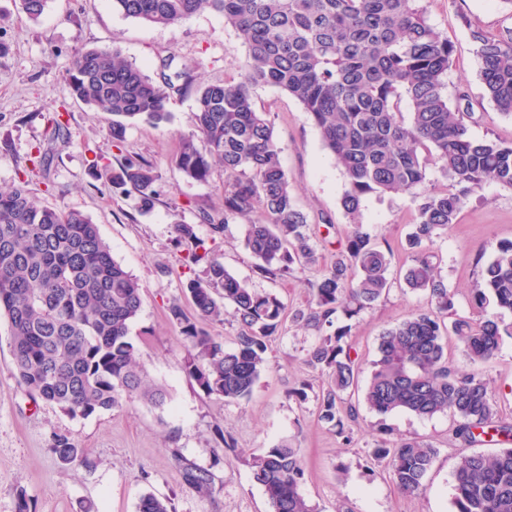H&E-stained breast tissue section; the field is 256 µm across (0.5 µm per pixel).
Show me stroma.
I'll return each instance as SVG.
<instances>
[{
  "label": "stroma",
  "mask_w": 512,
  "mask_h": 512,
  "mask_svg": "<svg viewBox=\"0 0 512 512\" xmlns=\"http://www.w3.org/2000/svg\"><path fill=\"white\" fill-rule=\"evenodd\" d=\"M415 6L454 44L448 84L463 87L469 96L470 135L512 143V119L496 112L485 95L468 29L473 22L494 34L510 30L512 12L502 0H416ZM0 42L9 47L0 56V189L26 183L38 204L81 211L98 225L113 258L142 286L141 312L129 336L147 380L169 393L160 409L137 400L86 418L69 417L20 387L9 323L1 317L0 512H15L20 489L32 512H83L89 505L95 512H137L140 498L149 493L170 500L174 512H270L251 463L285 440L302 451L301 491L315 512H453V471L466 450L452 436L455 417L380 415L364 406L350 440H343L317 414L324 380L304 362L316 340L314 331L284 320L268 343L267 371L251 396L239 402L205 395L185 370L180 333L168 318V306L178 299L185 311H192L184 287L203 275L204 267L184 263L174 222L194 225L230 272L257 291L276 295L290 312L308 305L312 282L330 267L335 243L351 228L341 205L342 171L302 106L277 88L255 89V104L270 114L282 166L312 232L330 240L320 247L316 267L294 269L285 278L257 274L243 245L244 219H230L223 234L213 235L207 219L224 213L223 168L213 166L208 181L193 182L174 163L181 137L193 128L194 93L172 94L170 122L135 123L119 144L109 134L108 114L70 97L66 77L73 58L92 47H117L154 78L168 57L173 69L187 70L198 82L235 77L246 48L223 16L205 11L175 26L153 27L116 13L111 0H49L34 23L19 0H0ZM58 113L66 131L64 139L54 142L49 119ZM41 152L48 154V165L33 166ZM129 160L148 161L159 174L150 210H140L135 193L116 190L105 178L106 171ZM414 214L413 197L406 193L370 194L362 200V220L379 245L390 249V272L396 279L409 263L405 240ZM509 240L512 189L485 185L433 246L440 277L454 295V317L474 316L470 292L496 245ZM426 304L424 293L396 286L353 319L351 342L363 374L372 370L382 331ZM482 372L502 417L512 421V336L503 337ZM301 387L307 393L303 401L295 396ZM219 428L232 436L235 450H226L216 438ZM56 433L85 448L93 467L62 465L50 450ZM383 439H418L437 448L421 493H402L385 464L373 459L372 450ZM176 448L212 469V496H199L184 485L172 456Z\"/></svg>",
  "instance_id": "35a3bbf8"
}]
</instances>
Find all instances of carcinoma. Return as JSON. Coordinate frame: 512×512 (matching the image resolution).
I'll list each match as a JSON object with an SVG mask.
<instances>
[{
    "mask_svg": "<svg viewBox=\"0 0 512 512\" xmlns=\"http://www.w3.org/2000/svg\"><path fill=\"white\" fill-rule=\"evenodd\" d=\"M414 0H112V9L140 23L167 27L215 11L247 45L236 78L195 88L194 129L182 136L175 164L183 176L208 180L212 163L224 167V217L206 216L211 231L224 232L229 219L259 213L247 225L244 246L256 271L284 278L298 265L318 262L307 215L282 168L280 148L268 113L256 109L253 90L277 88L297 100L318 129L345 178L341 205L352 228L336 250V262L311 288L294 322L318 333L305 362L325 379L319 418L350 441L358 405L343 394L358 388V356L349 343L351 325L339 324L373 309L389 293L390 251L360 220L361 199L376 193H411L417 201L406 239L411 254L403 280L428 296L430 308L415 311L379 336L377 359L363 401L378 414L410 412L457 419L455 435L469 446L481 436L503 438L495 452L461 455L454 473L456 512H512V424L499 415L488 385L474 367L490 361L512 323L489 306L512 311V241L497 244L482 281L472 289L476 318L446 324L454 294L441 280L432 246L458 223L468 197L487 183L512 189V143L469 135L465 91H448L454 47L430 25ZM48 0H21L36 22ZM470 27L479 77L496 112L512 118V31L492 34ZM190 85L184 72L155 80L110 47L77 52L68 75L70 94L112 115V142H123L128 125L170 120L167 102ZM409 113L404 119L402 112ZM204 148H199L198 143ZM448 186L425 189L430 164ZM112 187L138 194L151 208L159 175L147 161L129 160L106 174ZM184 257H207L205 242L191 224L174 223ZM186 295L195 315L180 301L168 307L186 351L185 369L207 396L247 399L268 367L269 338L285 317V306L259 293L221 262H208L205 276L189 280ZM139 282L112 257L92 219L78 210L37 205L22 185L0 190V316L8 319L11 355L18 382L72 418H86L139 399L161 407L164 388L150 384L136 360L131 324L142 305ZM237 325L234 346L203 327L226 312ZM461 343L473 369L448 357L450 340ZM52 451L65 466L89 464L84 451L54 435ZM399 490H424L437 449L404 440L373 449ZM183 484L210 495L214 474L173 451ZM253 477L264 489L271 512H313L303 494L301 449L281 443L252 460ZM137 512H172L171 502L143 496Z\"/></svg>",
    "mask_w": 512,
    "mask_h": 512,
    "instance_id": "obj_1",
    "label": "carcinoma"
}]
</instances>
